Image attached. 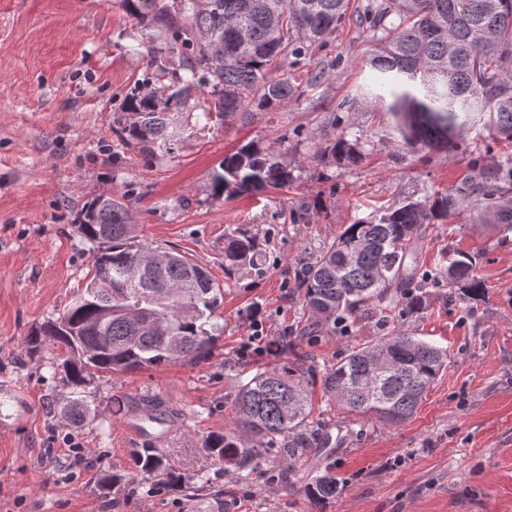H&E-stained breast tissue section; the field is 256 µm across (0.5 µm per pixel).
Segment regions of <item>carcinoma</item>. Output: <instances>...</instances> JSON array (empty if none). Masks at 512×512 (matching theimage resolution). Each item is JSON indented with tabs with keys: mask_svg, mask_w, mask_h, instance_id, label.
<instances>
[{
	"mask_svg": "<svg viewBox=\"0 0 512 512\" xmlns=\"http://www.w3.org/2000/svg\"><path fill=\"white\" fill-rule=\"evenodd\" d=\"M122 5L139 23L162 30L165 41L149 50L157 88L149 93L139 85L131 88L114 122L115 157L131 149L144 157L172 152L185 141V112L199 108L197 119L222 125L234 112L280 107L301 83L321 84L336 69L327 38L354 17L377 46L366 94L390 100L406 149L451 150L458 129L484 119L500 139L512 142V0H365L354 17L350 0H122ZM214 41L224 44L221 58L210 53ZM168 54L179 56V69L170 72L158 64ZM322 155L356 167L365 158V142L346 131ZM471 164L474 175L453 189L347 225L299 264L287 287L304 298L314 316L346 327L359 318H385L391 310L405 315L421 310L427 295L418 277L423 225L469 210L480 222L512 232V156L489 168L477 159ZM297 179L281 154L251 142L224 157L211 177V196L283 188ZM130 201L131 194L124 193L87 204L78 230L92 244L90 280L65 312L25 338L30 355L51 344L66 349L62 367L75 397L64 414L74 428L91 413L81 397L89 370L120 374L174 361L195 364L212 355L224 333L223 288L187 257L135 241ZM260 246L249 230L235 229L224 238L225 270L255 265ZM475 267L464 253L449 262L445 299L459 293L471 300L485 296ZM379 346L393 365L379 391L371 392L358 380ZM447 367V350L399 331L352 349L325 372L324 389L351 412L397 424L414 414ZM232 414L234 426L203 443L222 471L249 476L258 469L264 449L253 447L256 439L269 448L288 439L290 470L303 451L323 440L310 425L302 370L257 371L239 390ZM135 465L194 498L209 487L192 485L150 448L138 453ZM339 489L340 480L327 468L309 484L308 494L319 508Z\"/></svg>",
	"mask_w": 512,
	"mask_h": 512,
	"instance_id": "1",
	"label": "carcinoma"
}]
</instances>
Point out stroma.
Returning <instances> with one entry per match:
<instances>
[{
	"mask_svg": "<svg viewBox=\"0 0 512 512\" xmlns=\"http://www.w3.org/2000/svg\"><path fill=\"white\" fill-rule=\"evenodd\" d=\"M161 41L120 0H0V512H205V499L152 490L151 479L137 476L134 458L144 448L192 480L210 479L224 492V512H512L511 232L465 212L426 225L422 271L436 276L443 252H466L487 292L448 303L442 282L423 311L391 315L383 326L374 318L347 330L314 324L303 297L285 286L297 263L346 225L376 206L457 185L472 158L493 165L504 144L480 123L453 152L405 150L387 103L358 93L374 47L351 21L330 39L342 64L299 99L233 114L220 127L195 126L171 153L113 157L112 120ZM345 127L363 132L366 159L354 168L318 162L315 150ZM249 142L280 147L298 182L212 199L213 171ZM129 190L136 239L186 256L223 287L224 333L198 364L88 373L84 398L96 415L74 428L59 411L71 392L58 368L64 348L29 357L24 338L86 284L83 206ZM302 202L306 223L277 220ZM237 227L259 237L263 275L247 265L225 274L224 236ZM254 319L267 342L247 352ZM393 330L448 351L447 370L397 425L348 411L321 382L348 350ZM283 366L311 369L312 419L326 443L304 451L291 471L280 447L251 475L219 471L202 450L205 438L231 427V402L255 368ZM148 399L169 417L163 439L138 440L126 428ZM328 464L341 489L318 511L307 486ZM104 473L118 482L102 487Z\"/></svg>",
	"mask_w": 512,
	"mask_h": 512,
	"instance_id": "35a3bbf8",
	"label": "stroma"
}]
</instances>
